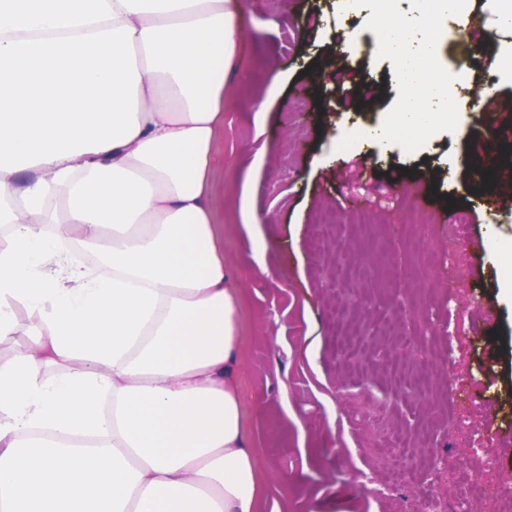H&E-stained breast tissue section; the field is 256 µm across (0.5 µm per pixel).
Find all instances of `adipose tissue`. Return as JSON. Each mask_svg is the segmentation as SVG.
Masks as SVG:
<instances>
[{
  "instance_id": "obj_1",
  "label": "adipose tissue",
  "mask_w": 512,
  "mask_h": 512,
  "mask_svg": "<svg viewBox=\"0 0 512 512\" xmlns=\"http://www.w3.org/2000/svg\"><path fill=\"white\" fill-rule=\"evenodd\" d=\"M365 35L448 122L468 0ZM237 0H0V512H259L238 306L215 227ZM17 320L19 323V331L14 336V339L11 342L0 345V355L3 357H8L15 351L21 350L26 343V336L24 335V332L33 318L29 316L26 310L21 309L17 313Z\"/></svg>"
}]
</instances>
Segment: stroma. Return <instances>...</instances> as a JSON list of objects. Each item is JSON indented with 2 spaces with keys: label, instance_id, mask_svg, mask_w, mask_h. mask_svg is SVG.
<instances>
[{
  "label": "stroma",
  "instance_id": "35a3bbf8",
  "mask_svg": "<svg viewBox=\"0 0 512 512\" xmlns=\"http://www.w3.org/2000/svg\"><path fill=\"white\" fill-rule=\"evenodd\" d=\"M235 70L224 88L213 178L217 231L239 307L246 425L257 433L263 512H400L405 496L374 500L359 470L381 421L407 434L414 460H438L455 506L469 477L512 486V274L491 243L512 245L503 208L512 172V74L489 67L512 37L489 28L473 64L453 75L464 125L377 144L367 131L406 90L374 45L346 35L375 8L343 0H240ZM493 96L483 111L474 98ZM248 199L262 228L240 227ZM419 216L401 224L403 214ZM460 246L449 250L447 229ZM264 253V267L254 262ZM465 275L456 285L455 269ZM421 366L418 394L383 369L390 353ZM352 469L340 468L338 449Z\"/></svg>",
  "mask_w": 512,
  "mask_h": 512
}]
</instances>
